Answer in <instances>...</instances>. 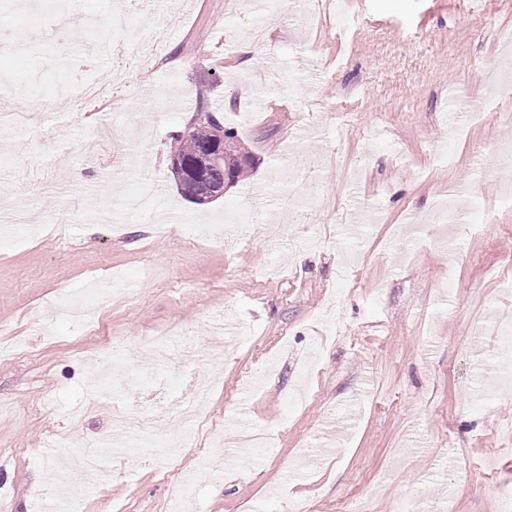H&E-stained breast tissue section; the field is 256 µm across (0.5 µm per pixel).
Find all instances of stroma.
Instances as JSON below:
<instances>
[{"instance_id":"1","label":"stroma","mask_w":512,"mask_h":512,"mask_svg":"<svg viewBox=\"0 0 512 512\" xmlns=\"http://www.w3.org/2000/svg\"><path fill=\"white\" fill-rule=\"evenodd\" d=\"M83 0L64 68L39 20L0 8V27L23 30L22 56L0 57L11 98L37 84L111 88L117 97L29 113L0 127V192L27 221L0 227V512H58L57 490L75 470L61 460L91 452L122 429L127 447L98 462L108 479L84 489L81 512H340L361 498L376 512H499L512 488V401L493 402L499 337L485 330L512 314L501 272L512 253V201L494 161L512 126V98L490 95L512 30V0H349L280 18L272 0ZM130 16L126 40L148 46L158 15L172 24L155 67L122 47L85 57L113 8ZM270 23L252 55L226 52L257 18ZM476 116L449 123L453 97ZM237 133L254 169L214 202L184 199L169 168L173 135L199 110ZM307 205L287 239L270 240L271 209L248 194L289 186L291 162ZM155 183L167 229L153 233L136 193ZM459 183L476 197L451 247L431 212ZM122 192L96 219L53 222L70 202L111 185ZM243 218L216 247L201 224ZM450 292H442L446 277ZM98 332L57 317L61 302L85 307L89 285ZM238 333L219 340L216 316ZM210 353L177 371L166 394L139 411L126 391L97 396L91 382L131 352L143 391L163 371L157 347L181 337ZM214 382L205 419L184 423L176 400ZM64 446L47 454L49 435ZM196 473L188 492L163 477Z\"/></svg>"}]
</instances>
